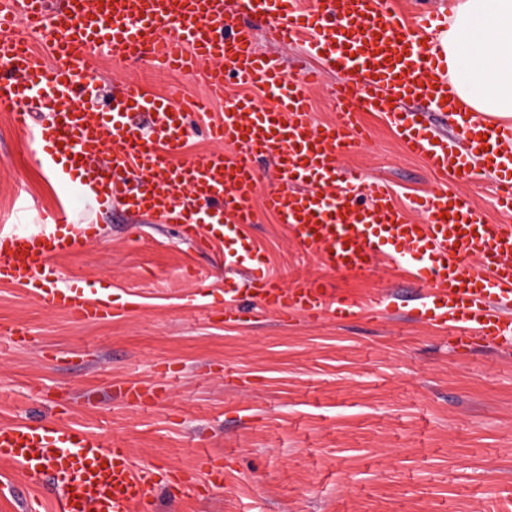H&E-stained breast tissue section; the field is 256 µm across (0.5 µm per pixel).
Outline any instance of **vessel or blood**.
Masks as SVG:
<instances>
[{"mask_svg": "<svg viewBox=\"0 0 512 512\" xmlns=\"http://www.w3.org/2000/svg\"><path fill=\"white\" fill-rule=\"evenodd\" d=\"M249 14L260 17L270 41L288 44L309 34L314 50L347 72L332 90L334 122L319 126L310 116L318 71L285 76L276 58L255 50L248 28L233 26ZM20 23L50 33L51 62H38L24 37L1 48L0 112L29 134L38 163L67 198L39 230H0V283L28 288L46 306L83 320L110 318L105 290L83 288L50 264L97 236L92 224L73 231L69 198L91 214L119 203L132 215L178 225L199 248L219 242L234 259L254 263L258 250L245 227L260 195L327 270L362 279L382 258L399 273L432 259L415 319L450 329L460 349L477 341L512 344V225L489 223L474 197L445 184L416 200L421 219L412 221L385 182L341 166L365 139L359 113L375 111L439 178L471 179V161L481 158L496 174L500 207L512 211V125L469 112L448 82L447 56L420 37L446 28L447 17L424 13L410 27L388 0H313L306 9L297 0H61L56 7L0 0V30ZM99 55L132 62L149 56L173 71L204 67L218 98L228 83L244 87L209 129L233 153L173 164L190 135L182 115L199 111V103L135 80L102 103L91 66ZM43 97L54 104L48 125L30 108ZM417 103L451 117L458 135L435 134L414 111ZM259 155L275 166L276 184L263 193L254 168ZM104 156L111 170L98 166ZM248 288L253 306L282 319H378L386 310L382 299L359 302L314 280L287 286L260 272ZM0 461L17 465L31 482L50 479L59 489L54 512H154L156 488L174 492L202 482L212 491L224 483L220 459L205 457L199 474L155 464L138 469L126 448L56 423L0 424Z\"/></svg>", "mask_w": 512, "mask_h": 512, "instance_id": "obj_1", "label": "vessel or blood"}]
</instances>
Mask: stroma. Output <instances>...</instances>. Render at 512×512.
I'll return each instance as SVG.
<instances>
[{
	"label": "stroma",
	"instance_id": "1",
	"mask_svg": "<svg viewBox=\"0 0 512 512\" xmlns=\"http://www.w3.org/2000/svg\"><path fill=\"white\" fill-rule=\"evenodd\" d=\"M254 40L285 75L302 62L323 68L312 118H335L328 88L341 72L307 43L271 42L259 26ZM95 67L105 89L134 78L205 104L207 120L224 110L201 74L106 57ZM360 121L369 137L343 167L386 182L407 211L440 186L383 116ZM460 189L492 223L512 225L491 171L476 167ZM60 197L29 140L0 114V228L40 229ZM95 222L97 241L56 267L107 287L111 318L83 322L0 283V424L78 426L127 448L138 466L196 471L204 456L223 459L222 489L158 491L157 512H512V347L461 350L448 331L415 322L425 274L398 276L383 261L366 279L328 271L260 209L249 232L266 271L288 285L317 279L357 298L382 296L387 312L344 322L247 312L228 322L225 286L241 284L246 270L225 269L219 250L117 205ZM132 383L164 395L128 403ZM55 497L49 482L30 484L0 463V512H24L31 499L53 512Z\"/></svg>",
	"mask_w": 512,
	"mask_h": 512
}]
</instances>
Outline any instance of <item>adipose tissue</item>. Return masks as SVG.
<instances>
[{"label":"adipose tissue","instance_id":"1","mask_svg":"<svg viewBox=\"0 0 512 512\" xmlns=\"http://www.w3.org/2000/svg\"><path fill=\"white\" fill-rule=\"evenodd\" d=\"M438 45L449 82L471 110L512 114V0H456Z\"/></svg>","mask_w":512,"mask_h":512}]
</instances>
